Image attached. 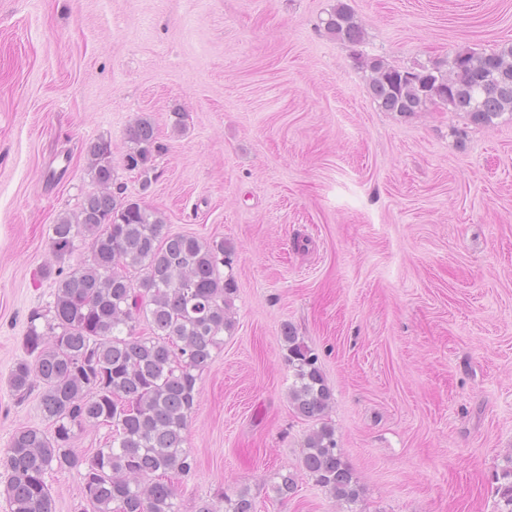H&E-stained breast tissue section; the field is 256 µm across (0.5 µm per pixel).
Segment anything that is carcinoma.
Returning a JSON list of instances; mask_svg holds the SVG:
<instances>
[{
	"label": "carcinoma",
	"mask_w": 512,
	"mask_h": 512,
	"mask_svg": "<svg viewBox=\"0 0 512 512\" xmlns=\"http://www.w3.org/2000/svg\"><path fill=\"white\" fill-rule=\"evenodd\" d=\"M338 40L358 45L364 28L350 7L337 0L325 22ZM370 93L385 112L413 114L430 105L464 112L489 125L512 113V45L488 52L461 50L451 60L397 68L370 58ZM161 149L152 122L139 118L128 132L126 166L151 185L153 158ZM87 174L99 190L79 210L59 215L51 247L58 256L75 249L81 236L89 256L56 281L54 301L29 317L25 356L9 375L24 398L42 389L41 405L51 430L21 427L0 458L7 476L10 512H55L45 476L51 470L85 466L83 494L92 512H178L172 478L194 469L184 449L200 373L233 326L236 292L220 265L231 249L222 240L165 232L160 212L112 190V143L100 138L80 147ZM149 334H140L141 323ZM292 371L288 398L294 412L319 423L304 441L301 474L353 512L360 486L343 460L335 428L326 421L332 392L319 355L286 325L281 336ZM115 430L109 445L81 460L73 451L87 427ZM273 486L285 498L297 488L287 471ZM496 493L512 512V470ZM224 512H253L247 490L218 494Z\"/></svg>",
	"instance_id": "1"
}]
</instances>
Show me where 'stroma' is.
<instances>
[{
	"instance_id": "obj_1",
	"label": "stroma",
	"mask_w": 512,
	"mask_h": 512,
	"mask_svg": "<svg viewBox=\"0 0 512 512\" xmlns=\"http://www.w3.org/2000/svg\"><path fill=\"white\" fill-rule=\"evenodd\" d=\"M0 0V457L48 428L13 395L33 310L54 299L51 226L97 186L81 145L112 143L115 188L170 233L233 248V328L198 382L179 512L247 489L255 512H344L300 468L311 421L288 402L280 336L320 356L357 512H496L512 464V115L381 111L364 59L399 67L512 45V0ZM163 149L143 188L127 131ZM56 512H86L79 469ZM325 29L336 39L351 45H359L363 40L362 22L342 0H337V4L329 12Z\"/></svg>"
}]
</instances>
